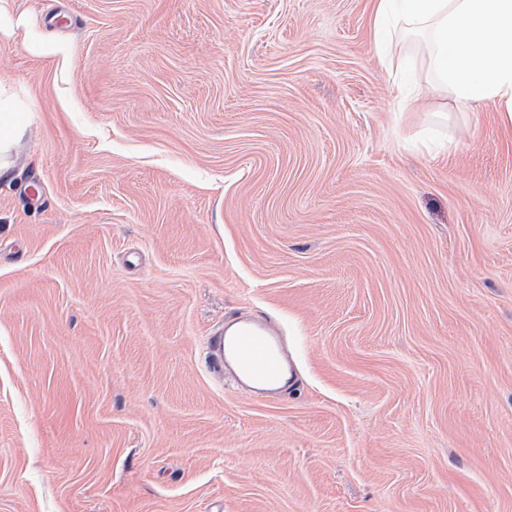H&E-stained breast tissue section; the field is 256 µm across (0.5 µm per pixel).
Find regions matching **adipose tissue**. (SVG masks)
<instances>
[{
    "instance_id": "ef3b65f1",
    "label": "adipose tissue",
    "mask_w": 512,
    "mask_h": 512,
    "mask_svg": "<svg viewBox=\"0 0 512 512\" xmlns=\"http://www.w3.org/2000/svg\"><path fill=\"white\" fill-rule=\"evenodd\" d=\"M427 37L432 81L414 77L404 102L447 95L461 112L491 103L512 123V0H374L375 44Z\"/></svg>"
}]
</instances>
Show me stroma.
Segmentation results:
<instances>
[{"label": "stroma", "instance_id": "35a3bbf8", "mask_svg": "<svg viewBox=\"0 0 512 512\" xmlns=\"http://www.w3.org/2000/svg\"><path fill=\"white\" fill-rule=\"evenodd\" d=\"M1 111L0 512H512V129L370 0H6ZM241 312L288 396L209 375ZM23 119L20 112L0 113V179L11 177L12 170L7 156Z\"/></svg>", "mask_w": 512, "mask_h": 512}]
</instances>
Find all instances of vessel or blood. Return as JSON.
I'll use <instances>...</instances> for the list:
<instances>
[{
  "mask_svg": "<svg viewBox=\"0 0 512 512\" xmlns=\"http://www.w3.org/2000/svg\"><path fill=\"white\" fill-rule=\"evenodd\" d=\"M204 364L219 376L232 369L239 385L250 388L276 386L291 369L278 326L256 318L222 326L209 336Z\"/></svg>",
  "mask_w": 512,
  "mask_h": 512,
  "instance_id": "vessel-or-blood-1",
  "label": "vessel or blood"
}]
</instances>
